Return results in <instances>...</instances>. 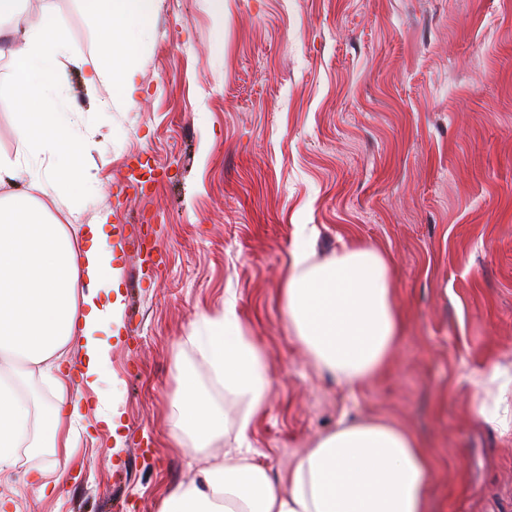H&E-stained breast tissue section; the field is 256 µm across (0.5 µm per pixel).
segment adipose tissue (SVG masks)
<instances>
[{
    "mask_svg": "<svg viewBox=\"0 0 512 512\" xmlns=\"http://www.w3.org/2000/svg\"><path fill=\"white\" fill-rule=\"evenodd\" d=\"M87 2L103 35L96 73L119 100L132 102L137 72L127 59L150 27L157 0ZM13 36L20 46L11 53V85L22 106L15 132L24 156L0 158V177L25 172L30 184L0 207V473L13 468L23 446L50 448L55 458L70 460L83 417L81 398L60 378L52 400L34 415L19 392L17 362L49 373L75 344L83 351L85 383L95 387L108 339L120 334L123 302L107 216L87 224L77 245L43 203L88 190L82 156L89 143L78 133L80 116L55 102L67 64H82L83 53L50 8ZM314 238L312 227L296 225L282 286L288 329L318 370L355 391L385 368L403 333L389 265L380 252L357 243L343 245L331 261L315 262ZM202 322L203 332L190 341L225 394L243 400L245 410L233 444H225L223 409L192 374H180L170 437L190 440L219 460L163 497L159 512H428L434 462L416 435L389 422L341 420L295 458L286 483L275 482L255 462L250 441L253 421L269 406L266 358L247 336L234 299ZM471 379L478 392L472 417L512 435V365L481 367Z\"/></svg>",
    "mask_w": 512,
    "mask_h": 512,
    "instance_id": "1",
    "label": "adipose tissue"
}]
</instances>
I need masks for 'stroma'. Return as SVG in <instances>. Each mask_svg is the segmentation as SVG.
Wrapping results in <instances>:
<instances>
[{"instance_id":"obj_1","label":"stroma","mask_w":512,"mask_h":512,"mask_svg":"<svg viewBox=\"0 0 512 512\" xmlns=\"http://www.w3.org/2000/svg\"><path fill=\"white\" fill-rule=\"evenodd\" d=\"M66 22L85 65H67L57 103L82 113L90 194L72 226L105 213L122 234L123 329L97 388L79 347L61 365L86 401L63 482L38 499L26 448L0 475L5 512H158L206 461L169 439L177 374L225 407L188 338L235 296L272 374L250 439L278 481L341 417L409 428L434 459L431 512H512V440L469 417L468 367L512 363V0H158L133 60L134 106L88 79L99 56L84 0H24ZM0 39V155L15 156L20 104ZM317 229L315 258L342 243L391 262L406 329L394 359L351 392L317 372L282 316L294 227ZM118 395L122 443L98 422Z\"/></svg>"}]
</instances>
